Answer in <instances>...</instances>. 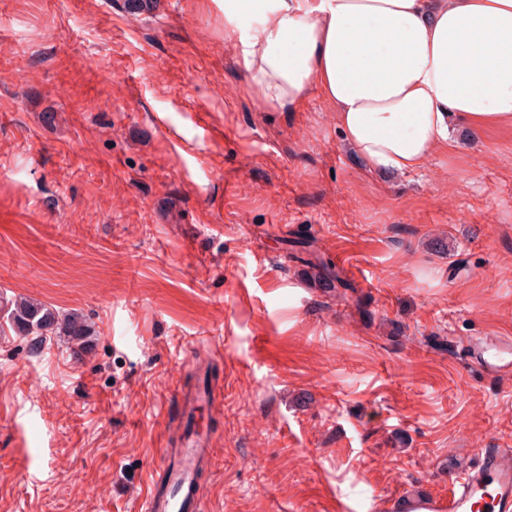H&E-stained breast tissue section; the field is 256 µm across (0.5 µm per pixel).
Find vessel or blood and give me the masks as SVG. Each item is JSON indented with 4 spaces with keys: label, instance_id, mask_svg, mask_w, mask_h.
<instances>
[{
    "label": "vessel or blood",
    "instance_id": "b4317fda",
    "mask_svg": "<svg viewBox=\"0 0 512 512\" xmlns=\"http://www.w3.org/2000/svg\"><path fill=\"white\" fill-rule=\"evenodd\" d=\"M486 366L496 376L512 374V341L497 339L488 348ZM174 399L182 415H195L200 404L219 409L220 392L178 385ZM213 450L209 440L184 436L162 448L152 468L139 512H204L202 489L210 473ZM392 512H512V451L482 448L476 466L448 476V494L407 495L391 505Z\"/></svg>",
    "mask_w": 512,
    "mask_h": 512
}]
</instances>
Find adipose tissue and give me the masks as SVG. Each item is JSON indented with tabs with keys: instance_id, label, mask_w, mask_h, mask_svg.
<instances>
[{
	"instance_id": "obj_1",
	"label": "adipose tissue",
	"mask_w": 512,
	"mask_h": 512,
	"mask_svg": "<svg viewBox=\"0 0 512 512\" xmlns=\"http://www.w3.org/2000/svg\"><path fill=\"white\" fill-rule=\"evenodd\" d=\"M260 101L320 91L371 171L421 168L455 122L512 128V0H220Z\"/></svg>"
}]
</instances>
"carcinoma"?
Here are the masks:
<instances>
[{"instance_id": "carcinoma-1", "label": "carcinoma", "mask_w": 512, "mask_h": 512, "mask_svg": "<svg viewBox=\"0 0 512 512\" xmlns=\"http://www.w3.org/2000/svg\"><path fill=\"white\" fill-rule=\"evenodd\" d=\"M11 327L23 336L62 334L80 349L92 334L91 326L80 314L72 312L64 316L39 302L21 299L14 302Z\"/></svg>"}]
</instances>
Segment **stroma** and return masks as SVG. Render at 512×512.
<instances>
[{
  "mask_svg": "<svg viewBox=\"0 0 512 512\" xmlns=\"http://www.w3.org/2000/svg\"><path fill=\"white\" fill-rule=\"evenodd\" d=\"M224 24L0 0V512H136L180 382L224 394L205 512H386L512 449V378L470 349L512 337V130L372 172L322 94L260 103ZM21 298L92 345L18 335Z\"/></svg>",
  "mask_w": 512,
  "mask_h": 512,
  "instance_id": "obj_1",
  "label": "stroma"
}]
</instances>
